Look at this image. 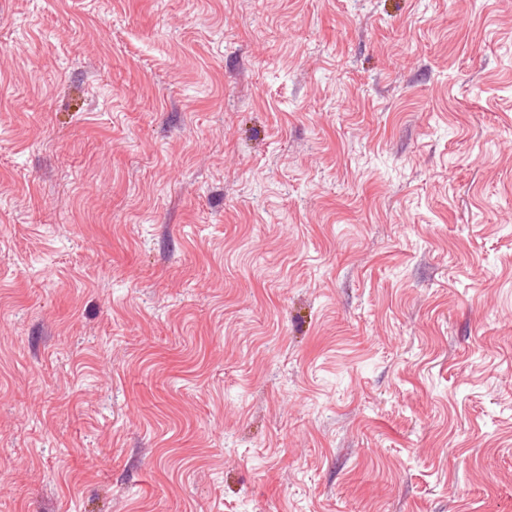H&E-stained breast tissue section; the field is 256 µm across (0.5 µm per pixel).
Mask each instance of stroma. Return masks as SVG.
<instances>
[{"instance_id": "1", "label": "stroma", "mask_w": 512, "mask_h": 512, "mask_svg": "<svg viewBox=\"0 0 512 512\" xmlns=\"http://www.w3.org/2000/svg\"><path fill=\"white\" fill-rule=\"evenodd\" d=\"M0 512H512V0H0Z\"/></svg>"}]
</instances>
